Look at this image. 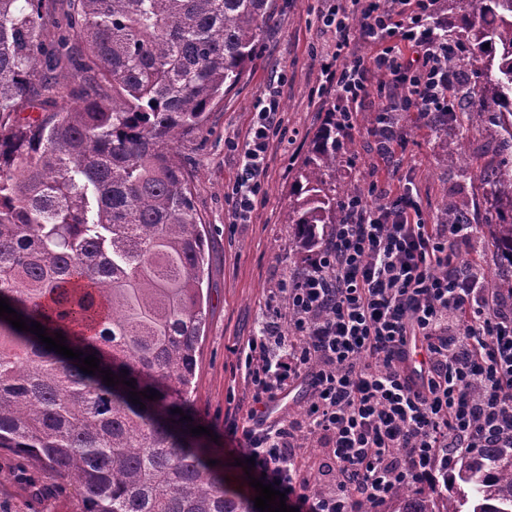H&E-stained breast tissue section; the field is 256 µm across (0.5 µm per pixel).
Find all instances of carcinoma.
I'll use <instances>...</instances> for the list:
<instances>
[{"mask_svg":"<svg viewBox=\"0 0 512 512\" xmlns=\"http://www.w3.org/2000/svg\"><path fill=\"white\" fill-rule=\"evenodd\" d=\"M65 33L41 39L43 0H0V297L47 336L99 359L45 348L0 316V448L77 484L82 512H253L190 434L189 398L205 324L206 231L175 145L200 129L213 101L258 52L273 0H65ZM477 92L468 112L421 116L489 122L497 161L491 238L512 259V0H458ZM75 36L85 52L73 55ZM78 82L74 108L13 115L32 89L54 90L62 64ZM341 139L328 117L295 176L289 214L307 256L345 222L336 189ZM449 164L473 170L442 141ZM441 223L467 224L449 204ZM116 375L105 385L101 371ZM135 379L121 383V374ZM160 398L131 402L129 391ZM146 408H140V405ZM388 512H512V447L459 460L443 488L398 490Z\"/></svg>","mask_w":512,"mask_h":512,"instance_id":"carcinoma-1","label":"carcinoma"}]
</instances>
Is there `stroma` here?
I'll return each instance as SVG.
<instances>
[{
  "label": "stroma",
  "instance_id": "1",
  "mask_svg": "<svg viewBox=\"0 0 512 512\" xmlns=\"http://www.w3.org/2000/svg\"><path fill=\"white\" fill-rule=\"evenodd\" d=\"M334 2L275 0L274 22L261 33L252 66L211 105L203 130L177 145L192 174L195 207L209 240L203 283L206 320L192 381V407L201 425L211 431L203 443L222 460L225 482L245 496L251 490L228 452L224 419L233 403L251 397L237 367L238 356L267 318L264 302L269 289L284 277L301 275L309 265L295 250L288 215L295 168L335 100L321 88L313 58L334 39L322 22ZM271 87L278 89L283 104V132L271 139L265 156V196L249 222L239 224L225 197L241 170L240 155L232 145L246 141L256 119V103ZM384 104L381 75L370 71L368 95L347 136L352 151L336 170L337 185L364 188L374 182L391 190L408 186L427 223H436L441 208L451 200L464 205L475 223H483L488 205L480 183L442 161L434 133L417 121L415 113H399L398 137L381 142L367 119ZM444 132L449 146L461 147L482 163L491 159L499 141L491 129L451 124ZM461 253L463 259L479 264L485 275L512 277V267L499 260L487 232L472 235ZM27 470L23 458L0 449V512H81L75 483L42 476L33 488L25 480Z\"/></svg>",
  "mask_w": 512,
  "mask_h": 512
}]
</instances>
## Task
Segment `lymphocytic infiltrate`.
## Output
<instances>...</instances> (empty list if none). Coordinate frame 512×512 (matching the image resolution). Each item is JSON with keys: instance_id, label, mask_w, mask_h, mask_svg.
Returning <instances> with one entry per match:
<instances>
[{"instance_id": "obj_1", "label": "lymphocytic infiltrate", "mask_w": 512, "mask_h": 512, "mask_svg": "<svg viewBox=\"0 0 512 512\" xmlns=\"http://www.w3.org/2000/svg\"><path fill=\"white\" fill-rule=\"evenodd\" d=\"M324 23L336 49L319 69L336 91L338 125L352 128L372 68L405 92L386 111H454L448 60L464 48L441 34L428 0H337ZM355 34L378 46L373 58L352 54ZM258 116L227 193L242 220L264 195V155L282 125L277 92ZM346 208L349 221L310 267L271 289V316L239 354L251 405L227 429L242 459H254L251 476L299 512H379L397 489L435 484L461 457L512 446V294L487 288L479 266L461 265L471 225L426 223L408 192L374 183ZM301 383L303 414L269 421ZM315 443L327 478L319 489L305 471Z\"/></svg>"}]
</instances>
